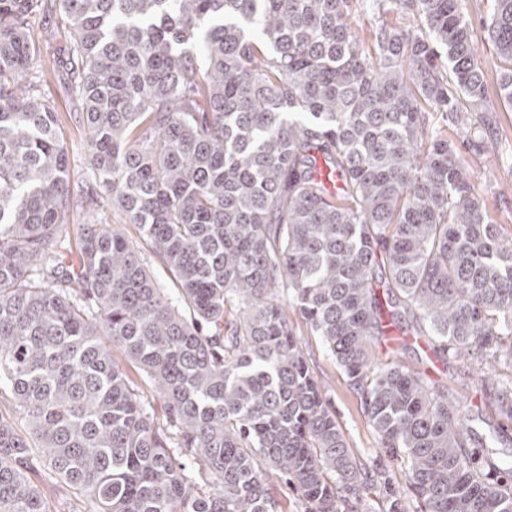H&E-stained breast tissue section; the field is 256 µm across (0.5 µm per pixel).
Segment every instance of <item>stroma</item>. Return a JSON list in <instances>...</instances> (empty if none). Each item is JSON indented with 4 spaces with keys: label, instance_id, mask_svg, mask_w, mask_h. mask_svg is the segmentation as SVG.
<instances>
[{
    "label": "stroma",
    "instance_id": "stroma-1",
    "mask_svg": "<svg viewBox=\"0 0 512 512\" xmlns=\"http://www.w3.org/2000/svg\"><path fill=\"white\" fill-rule=\"evenodd\" d=\"M465 3V18L477 49L476 61L486 73L488 94L493 97L498 93L502 63L488 42L482 25L488 0H465ZM31 35L39 47V64L48 72L42 92L45 98L53 102L67 142L69 184L76 207L60 231L59 242L63 249L69 250L77 245L78 224L89 218L100 224H114L120 218V211L94 184L84 149V128L78 121L77 108L70 97V77L65 69L56 65L68 46L65 26L56 17L39 18L32 24ZM496 123L500 133L497 147L471 157L470 162L476 174V192L482 196L490 214L502 220L505 233L512 234V110H500ZM288 321L300 340L307 362L332 404L352 454L363 465L385 468L393 487H402L400 466L385 455L379 437L364 413L361 399L343 370L298 312H289ZM436 378L463 404H476L479 376L466 364L449 363L437 373Z\"/></svg>",
    "mask_w": 512,
    "mask_h": 512
}]
</instances>
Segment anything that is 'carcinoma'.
<instances>
[{
  "instance_id": "cac0c4a2",
  "label": "carcinoma",
  "mask_w": 512,
  "mask_h": 512,
  "mask_svg": "<svg viewBox=\"0 0 512 512\" xmlns=\"http://www.w3.org/2000/svg\"><path fill=\"white\" fill-rule=\"evenodd\" d=\"M373 6L365 30L363 0H0V512H52L32 474L88 512H278L273 474L304 512H363L383 472L348 448L286 307L419 512H512V456L480 413L372 365L402 324L432 363L485 365L512 427V237L448 138L479 154L470 112L512 109V0L484 18L508 64L495 102L462 0ZM49 10L98 187L136 242L88 220L59 245L67 145L30 37Z\"/></svg>"
}]
</instances>
